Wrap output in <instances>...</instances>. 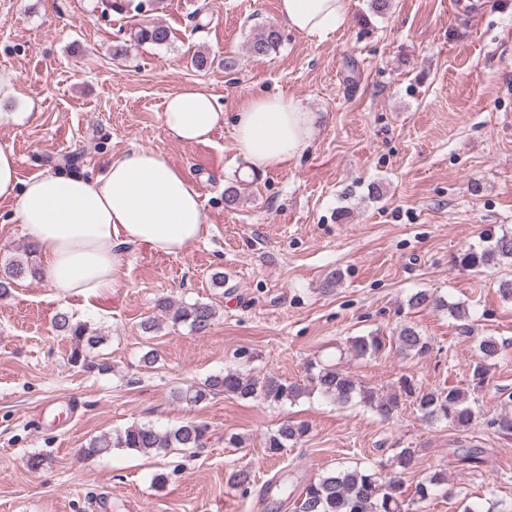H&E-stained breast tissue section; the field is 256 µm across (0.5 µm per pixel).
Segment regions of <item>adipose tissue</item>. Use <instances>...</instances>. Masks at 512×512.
<instances>
[{"label":"adipose tissue","instance_id":"obj_1","mask_svg":"<svg viewBox=\"0 0 512 512\" xmlns=\"http://www.w3.org/2000/svg\"><path fill=\"white\" fill-rule=\"evenodd\" d=\"M278 18L305 36L325 39L343 27L346 0H278ZM163 122L182 144L208 141L224 112L199 85L169 95ZM317 113L284 95L245 99L233 123L234 147L251 175L299 160L312 148ZM14 207L37 249L45 274L60 293L85 299L111 290L127 244L180 254L206 228L195 179L164 154L133 148L110 156L101 175L45 169L18 176L12 146L0 144V203Z\"/></svg>","mask_w":512,"mask_h":512}]
</instances>
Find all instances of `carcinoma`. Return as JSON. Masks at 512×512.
<instances>
[{
	"mask_svg": "<svg viewBox=\"0 0 512 512\" xmlns=\"http://www.w3.org/2000/svg\"><path fill=\"white\" fill-rule=\"evenodd\" d=\"M135 40L162 45L168 42L169 31L162 25H146L135 33ZM280 42L279 32L269 26L250 39L247 51L255 57H264L276 50ZM451 262L455 266L475 271L496 268L502 264L512 267V232L500 235L490 233L482 238L481 245L452 256ZM39 275L41 270L35 260V250L27 247L23 254L6 264L4 276L0 278V296L7 294L10 285L16 281ZM158 307L166 320L174 325L187 324L198 334L210 328L216 315L212 305L203 302L180 306L163 300L158 303ZM408 307L446 309L460 321L471 318L467 307L450 304L425 290L411 294ZM54 328L71 342L69 361L72 366L100 374L110 370V365L97 362L89 356L90 350L103 343L106 337L96 333L86 323L73 321L66 313L56 316ZM388 343L404 356H425L433 349L427 337L407 324L400 326L397 335L389 342L377 332L354 336L351 338V349L358 357L375 358L386 349ZM503 352L504 344L495 337L486 336L480 340L478 354L470 365L469 382L473 388H481L487 383L490 362L500 358ZM314 391L341 406L356 402L382 421L394 418L403 397L416 404V409L427 422L446 421L454 428L465 430L476 418L467 389L448 386L422 390L412 378L402 375L397 381V390L385 394L376 387L354 380L346 371L334 365L314 363L309 365L308 384L304 386L272 373L252 375L227 370L210 376L201 385L180 392L178 399L200 404L213 395L223 394L238 400L281 405L292 403L301 395ZM487 425L511 436L512 411L490 418ZM309 432L310 426L304 421H286L267 435L264 448L267 454L279 456L289 446L302 441ZM208 439V426L201 422L188 421L165 429L149 424H133L92 439L82 452L87 456H100L110 454L114 448L143 453L165 452L170 448L200 449L206 447ZM416 458L414 448L407 446L395 449L392 460L397 471L388 477L383 476L370 463L327 469L302 487L294 501V512H410L412 507L440 496L447 482L445 473L436 472L415 485L412 497H406L402 474L413 468Z\"/></svg>",
	"mask_w": 512,
	"mask_h": 512,
	"instance_id": "cac0c4a2",
	"label": "carcinoma"
}]
</instances>
